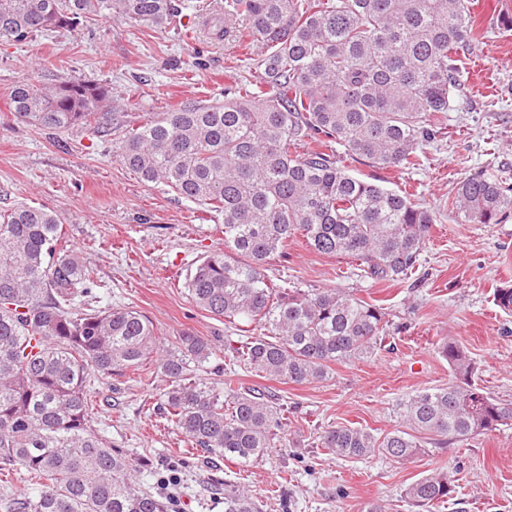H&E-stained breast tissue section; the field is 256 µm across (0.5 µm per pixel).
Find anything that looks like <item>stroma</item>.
<instances>
[{
    "label": "stroma",
    "instance_id": "obj_1",
    "mask_svg": "<svg viewBox=\"0 0 512 512\" xmlns=\"http://www.w3.org/2000/svg\"><path fill=\"white\" fill-rule=\"evenodd\" d=\"M183 2L174 26L103 14L76 31L41 33L25 43L0 39V209L27 203L54 211L69 247L97 271L95 308H135L153 322L162 346L190 331L220 351L239 346L245 334L198 308L186 280L206 255L223 249L222 217L141 181L95 129L42 130L17 121L7 106L18 82L63 79L110 90L121 104L113 115L120 125L185 101H223L225 87L254 79L257 65L233 38H211L207 12L216 0ZM474 11L483 36L465 54L461 85L428 164L412 172L348 164L351 175L411 191L435 212L417 272L395 283L376 280L356 261L318 254L300 238L269 263L277 287L347 288L379 300L390 337L372 358L336 364L324 380L303 385L239 372L241 385L266 388L288 408L286 438L245 469L224 461L215 470L187 459V437L159 415L160 379L122 377L97 386L93 429L147 463L136 475L141 486L159 491L160 479L176 473L179 512H224L218 479L251 494L261 512H361L374 501L388 512H411L402 488L437 468L448 470L455 493L435 512H512V425L464 442L423 440V454L400 463L376 453L343 461L318 443L331 426L367 427L378 435L396 428L399 398L447 384L448 363L437 352L445 339L469 349L486 392L512 403V316L492 300L494 288L512 285V217L459 224L448 210L461 178L512 173V30L504 27L512 0H476Z\"/></svg>",
    "mask_w": 512,
    "mask_h": 512
}]
</instances>
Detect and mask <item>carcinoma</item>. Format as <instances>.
<instances>
[{
	"instance_id": "obj_1",
	"label": "carcinoma",
	"mask_w": 512,
	"mask_h": 512,
	"mask_svg": "<svg viewBox=\"0 0 512 512\" xmlns=\"http://www.w3.org/2000/svg\"><path fill=\"white\" fill-rule=\"evenodd\" d=\"M181 8V0H0V37L22 43L105 12L169 25ZM212 24L245 54L258 49L261 67L225 89L222 103L186 102L114 128L102 111L108 89L27 81L12 88L9 110L48 131L92 124L141 179L224 216V250L206 256L186 287L198 307L256 335L225 348L216 373L238 367L285 383L321 380L337 362L375 354L389 327L385 308L346 288H275L267 267L301 237L321 254L360 262L373 278H409L435 213L405 190L352 176L336 147L377 169L421 167L460 86V52L478 35L477 16L469 0H224ZM448 209L460 224H498L512 211V185L467 176ZM97 286L90 262L62 245L51 209L0 211V471L35 485L28 496H1L4 512H177L173 497L143 489L131 456L91 427V382L144 370L158 342L138 310L91 308ZM493 300L512 315V286L495 289ZM438 352L451 379L399 399L404 427L376 436L334 426L321 447L344 461L377 450L401 462L424 452L421 434L464 442L512 423V404L477 383L467 349L444 340ZM215 357L208 340L185 332L152 363L166 383L160 415L189 438L196 459L247 468L274 446L285 410L230 377L197 379ZM454 493L439 471L406 485L401 498L413 512H432ZM224 512L259 507L226 489Z\"/></svg>"
}]
</instances>
